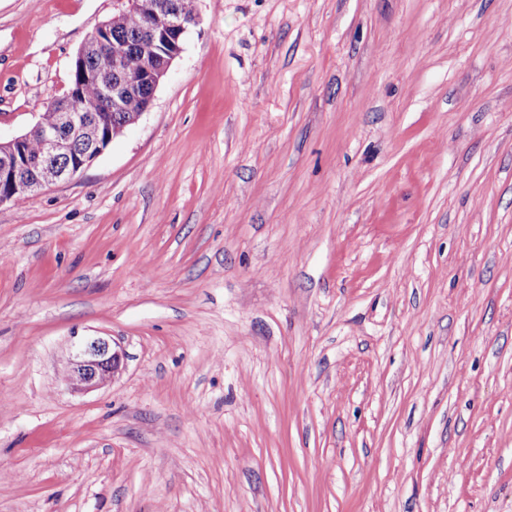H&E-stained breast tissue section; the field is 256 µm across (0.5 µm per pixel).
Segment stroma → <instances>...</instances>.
<instances>
[{"label": "stroma", "instance_id": "obj_1", "mask_svg": "<svg viewBox=\"0 0 512 512\" xmlns=\"http://www.w3.org/2000/svg\"><path fill=\"white\" fill-rule=\"evenodd\" d=\"M114 2L0 0V137ZM197 8L0 205V512H512V0ZM83 336L126 358L81 393Z\"/></svg>", "mask_w": 512, "mask_h": 512}]
</instances>
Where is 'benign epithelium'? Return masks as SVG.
<instances>
[{"label": "benign epithelium", "mask_w": 512, "mask_h": 512, "mask_svg": "<svg viewBox=\"0 0 512 512\" xmlns=\"http://www.w3.org/2000/svg\"><path fill=\"white\" fill-rule=\"evenodd\" d=\"M125 10L143 15L147 21L140 45V65L129 66L127 45L108 39L109 22L98 26L77 53L73 70L74 89L67 97L49 105V108L61 112L62 124L46 127L37 122L25 133L0 141V205L13 203L19 197H29L48 184L72 178L89 166L123 131L119 126L104 125L99 118L89 121L79 112L80 89L85 82L94 81L108 87L104 76L85 68L87 55L110 52L115 69L121 73L127 87H151L150 93L143 97L139 112L128 120L131 124L150 107L155 91L183 50L186 33L201 22L197 9L188 14L175 0H118L117 11ZM83 123L102 126V133L83 152L76 153L70 130L79 128ZM33 138L41 144V151L36 155L24 150L25 144ZM123 361L124 353L116 342L104 336H83L72 345L63 379L74 392L89 391L113 380Z\"/></svg>", "instance_id": "7a95c632"}]
</instances>
